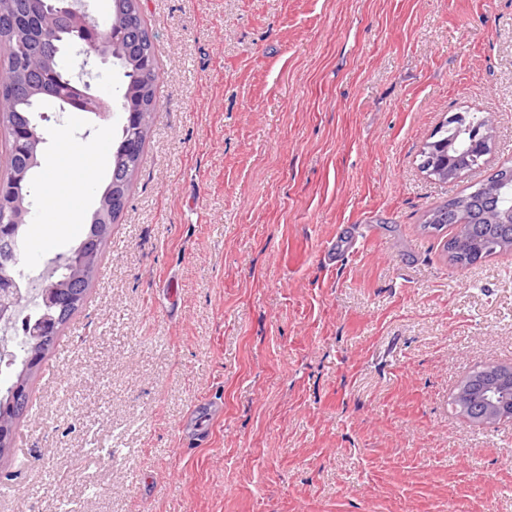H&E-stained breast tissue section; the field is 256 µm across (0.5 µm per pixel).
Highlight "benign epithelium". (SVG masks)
I'll return each mask as SVG.
<instances>
[{
  "instance_id": "1",
  "label": "benign epithelium",
  "mask_w": 512,
  "mask_h": 512,
  "mask_svg": "<svg viewBox=\"0 0 512 512\" xmlns=\"http://www.w3.org/2000/svg\"><path fill=\"white\" fill-rule=\"evenodd\" d=\"M43 12L53 19L66 20L70 28L82 36L85 58L96 56L106 59L115 53L114 42L118 33L112 26V21L100 24L98 19L85 9V0H39ZM59 96L71 112H94L105 116L112 111V105L100 96L90 92L89 84H79L69 78L59 81L57 86ZM494 119L488 116L484 129L476 132L471 140L469 149L473 152L474 161L486 155L491 148ZM14 143L29 152L31 163H40L41 144L45 139L40 125L34 123L22 127L14 126ZM126 201L123 184L115 181L112 187L102 196L101 205L96 210L92 223L98 225L101 233L110 230L109 212L111 208L122 206ZM0 208L9 209L13 214L10 224H0V238L5 240L17 235L22 225L28 223L30 209L23 196L15 195L10 201L0 198ZM72 276L88 281V277L96 270V261L91 255H79L70 259ZM23 299L19 286L6 272H0V327L8 329L12 326L16 312ZM61 329L59 321L36 322L28 329L29 336L34 340V353L30 364L22 371L13 390L11 400L12 412L0 416V455L9 450L16 422L27 404V376L41 362L44 350L48 349ZM503 379L495 368L484 369L475 376L464 381L454 396L455 406L462 411L475 416V422L481 424H496L512 418V406L498 396V388Z\"/></svg>"
}]
</instances>
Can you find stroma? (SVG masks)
Returning <instances> with one entry per match:
<instances>
[{
    "mask_svg": "<svg viewBox=\"0 0 512 512\" xmlns=\"http://www.w3.org/2000/svg\"><path fill=\"white\" fill-rule=\"evenodd\" d=\"M159 108L82 308L30 380L0 512H512V421L452 409L512 366V249L458 268L426 214L512 163V0H141ZM62 63L113 100L119 65ZM458 112L464 177L423 172ZM42 167L125 121L50 107ZM83 223L22 257L39 276ZM355 245L338 262L337 236ZM483 120V115H478L476 112L455 113L451 118L449 117L448 121L435 130L431 137L433 140L428 142L430 144L428 147H425V151H428L429 147H433L432 151L426 154L421 153V157H423L421 159V168L424 169L423 164L425 161L432 165V162L435 160L434 150H439V145L455 142L457 147L463 149L470 139L469 128L481 125ZM493 125V115L489 113L488 119L484 122L483 131L477 130L470 140L469 149L473 152L475 163H478L479 159L490 151Z\"/></svg>",
    "mask_w": 512,
    "mask_h": 512,
    "instance_id": "stroma-1",
    "label": "stroma"
}]
</instances>
